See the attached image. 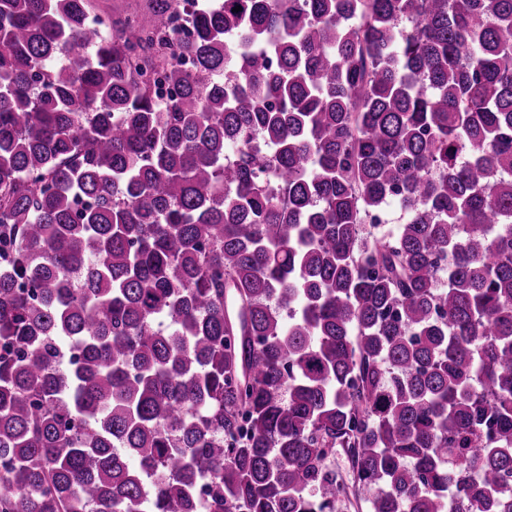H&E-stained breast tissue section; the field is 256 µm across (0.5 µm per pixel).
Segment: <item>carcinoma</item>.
Listing matches in <instances>:
<instances>
[{"mask_svg": "<svg viewBox=\"0 0 512 512\" xmlns=\"http://www.w3.org/2000/svg\"><path fill=\"white\" fill-rule=\"evenodd\" d=\"M92 14L0 0V512H512V0Z\"/></svg>", "mask_w": 512, "mask_h": 512, "instance_id": "obj_1", "label": "carcinoma"}]
</instances>
